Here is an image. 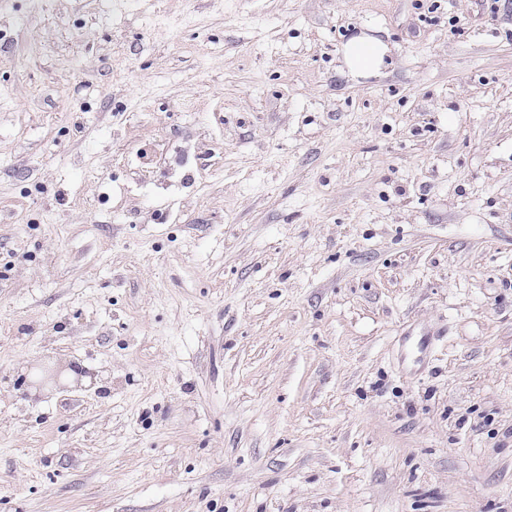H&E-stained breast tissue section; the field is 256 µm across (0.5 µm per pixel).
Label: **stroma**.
<instances>
[{"label":"stroma","instance_id":"stroma-1","mask_svg":"<svg viewBox=\"0 0 512 512\" xmlns=\"http://www.w3.org/2000/svg\"><path fill=\"white\" fill-rule=\"evenodd\" d=\"M0 512H512V0H0ZM389 50L375 37L361 35L350 39L342 47V55L349 73L359 77L378 74L384 68Z\"/></svg>","mask_w":512,"mask_h":512}]
</instances>
